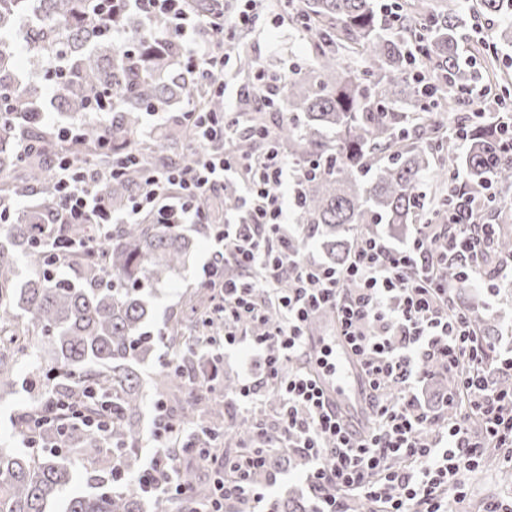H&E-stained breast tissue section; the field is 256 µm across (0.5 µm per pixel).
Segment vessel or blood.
I'll list each match as a JSON object with an SVG mask.
<instances>
[{
	"label": "vessel or blood",
	"mask_w": 512,
	"mask_h": 512,
	"mask_svg": "<svg viewBox=\"0 0 512 512\" xmlns=\"http://www.w3.org/2000/svg\"><path fill=\"white\" fill-rule=\"evenodd\" d=\"M328 343L336 349V365L322 374V384L348 428L364 431L368 419L363 379L343 337L320 333L310 337L309 348L316 352Z\"/></svg>",
	"instance_id": "b4317fda"
}]
</instances>
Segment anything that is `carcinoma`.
I'll use <instances>...</instances> for the list:
<instances>
[{"label":"carcinoma","mask_w":512,"mask_h":512,"mask_svg":"<svg viewBox=\"0 0 512 512\" xmlns=\"http://www.w3.org/2000/svg\"><path fill=\"white\" fill-rule=\"evenodd\" d=\"M114 6L120 3L0 0V113L5 91L17 106L40 97L39 88L16 81L24 50L52 60L47 88L62 112L86 111L91 92L112 94L111 121L83 125V142L71 148L79 161L92 156L106 164L120 162V156L101 149V141L106 138L117 149L132 142L152 105L166 110L179 98L186 110L200 103L211 112L224 111L220 98L198 96V84L181 72L175 44L137 33L131 56L113 47L102 12ZM269 8L309 46V56L282 82L273 109L290 113V122L277 131L288 156L321 159L316 174L303 183L296 223L321 237L329 264L349 259L359 241L349 237L356 227L417 223L425 211L420 185L434 159L466 192L489 184L512 188V155L501 152L494 123L478 110L466 111L478 74L458 53L464 22L457 0H446L438 10L396 0L387 13L376 0H271ZM477 9L509 21L482 41L483 56L492 63L501 46L512 44V0H478ZM414 53L426 68L425 84L414 73ZM455 113L457 126L468 130L458 143L445 122ZM22 136L38 148L47 133L34 125L23 131L0 126V174L11 169L21 175L19 183L0 185V200L36 196L6 229L22 249L27 281L18 283L14 259L0 245V388L14 387L18 363L47 349L50 363L33 371L29 382L36 386L45 372L53 374V391L71 402L58 411L57 423L67 424L75 411L94 413V403L83 396L92 387L112 405V428L102 437L73 427L63 447L38 455L0 447V512H167V497L105 475L106 463L129 477L146 468L141 362L158 363L150 377L155 399L184 394L172 418L186 429L199 428L201 442L219 444L229 434L239 447L258 444L250 425L224 427L220 405L185 380L187 363L206 356L197 337L179 329L180 320L150 335L144 331L150 287L185 264L190 242L182 229L157 224L145 212L135 224L112 225L96 255L68 256L64 264L78 272L77 280L58 276L50 258L54 238L79 236L84 229L56 223L55 184L35 162V153L14 150ZM138 156V163H124L104 188L112 205L128 199L144 169L162 163L156 143L139 146ZM480 209L501 225L512 223V211L493 197ZM493 254L512 255L511 231H498ZM192 298L197 326L215 331L219 321L211 319L209 292L197 288ZM460 302L476 332L492 341L497 329L485 316L482 298L471 295ZM166 344L171 352L156 354ZM81 469L88 490L61 499ZM173 478L188 491L180 512H191L207 495L197 468L183 465Z\"/></svg>","instance_id":"obj_1"}]
</instances>
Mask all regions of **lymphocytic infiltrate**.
Segmentation results:
<instances>
[{
  "instance_id": "obj_1",
  "label": "lymphocytic infiltrate",
  "mask_w": 512,
  "mask_h": 512,
  "mask_svg": "<svg viewBox=\"0 0 512 512\" xmlns=\"http://www.w3.org/2000/svg\"><path fill=\"white\" fill-rule=\"evenodd\" d=\"M126 9L142 18L146 32L178 40L182 67L205 91L220 93L229 85L224 49L256 19L251 2L230 20L197 15L187 0H127ZM181 122L184 160L146 172L122 209H113L103 193L115 171L98 161L77 166L58 153L49 173L58 223L95 227L84 248H96L112 225L136 223L147 211L161 224L205 230L216 248L197 285L212 295L225 346L245 340L240 328L263 323L268 306L278 311L267 330L246 338L264 355L263 377L244 380L233 393L246 410L262 404L268 391L278 394L281 407L265 426L263 446L234 455L183 446L213 475L201 512H226L231 504L239 512H276L254 476L281 450L300 462L311 512H356L359 500L369 503V512H455L486 449L512 447V388L497 382L512 371V356L479 337L454 301L453 282L440 274L448 265L465 267L496 293L504 268L486 269L477 252L493 236L492 225L454 209L447 223L417 225L399 246L368 233L345 265L332 266L295 248L288 207L299 204L307 171L288 159L270 126L250 125L238 110L200 107ZM244 135L255 143L247 155L230 147ZM229 189L239 197L238 209L223 222L211 221L200 199ZM323 308L334 310L370 399L369 426L357 436L321 386L318 371L328 364V350L319 351L316 364L305 359L307 323ZM433 364L451 380L435 414L418 396ZM174 466L155 452L135 484L181 498L184 491L170 476Z\"/></svg>"
}]
</instances>
